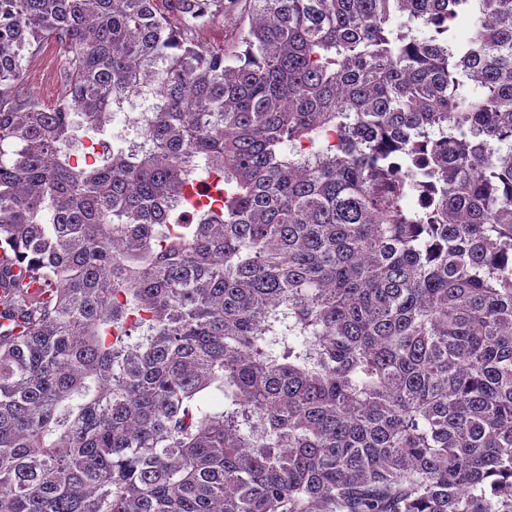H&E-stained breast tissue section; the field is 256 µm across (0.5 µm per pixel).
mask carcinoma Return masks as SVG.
<instances>
[{
    "mask_svg": "<svg viewBox=\"0 0 512 512\" xmlns=\"http://www.w3.org/2000/svg\"><path fill=\"white\" fill-rule=\"evenodd\" d=\"M1 246L0 512H512V0H0ZM238 18L239 15L237 12H226L225 14L222 12L215 17L207 33V40L211 49L217 50L224 46V37L236 27ZM27 57L22 91L46 104L60 100L65 89L60 78L64 57H61L59 48L52 43L44 44L39 52Z\"/></svg>",
    "mask_w": 512,
    "mask_h": 512,
    "instance_id": "obj_1",
    "label": "carcinoma"
}]
</instances>
